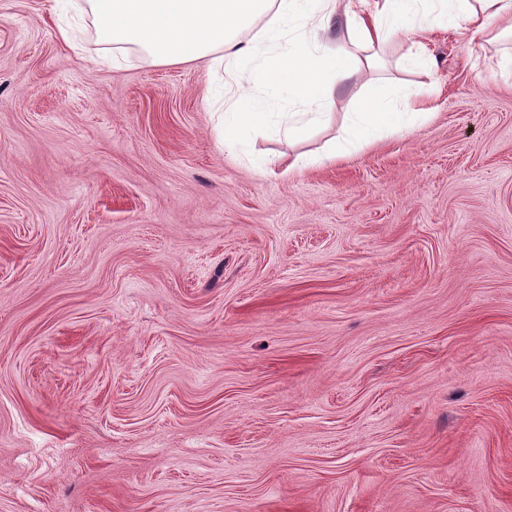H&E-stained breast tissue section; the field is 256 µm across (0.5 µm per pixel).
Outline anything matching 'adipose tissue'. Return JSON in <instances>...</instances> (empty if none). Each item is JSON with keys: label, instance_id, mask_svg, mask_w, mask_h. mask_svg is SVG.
<instances>
[{"label": "adipose tissue", "instance_id": "obj_1", "mask_svg": "<svg viewBox=\"0 0 512 512\" xmlns=\"http://www.w3.org/2000/svg\"><path fill=\"white\" fill-rule=\"evenodd\" d=\"M96 30L138 46L153 63L207 61L224 82L225 147L260 133L266 108L287 95L288 141L328 121L338 87L375 68V47L410 27L445 24L471 42L512 28V0H87ZM431 108L400 85L369 84L349 112L345 140L366 144L412 130Z\"/></svg>", "mask_w": 512, "mask_h": 512}]
</instances>
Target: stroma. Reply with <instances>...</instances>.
<instances>
[{
  "label": "stroma",
  "mask_w": 512,
  "mask_h": 512,
  "mask_svg": "<svg viewBox=\"0 0 512 512\" xmlns=\"http://www.w3.org/2000/svg\"><path fill=\"white\" fill-rule=\"evenodd\" d=\"M0 0V512H512V38L396 33L295 142L206 62ZM435 114L336 162L368 79Z\"/></svg>",
  "instance_id": "obj_1"
}]
</instances>
